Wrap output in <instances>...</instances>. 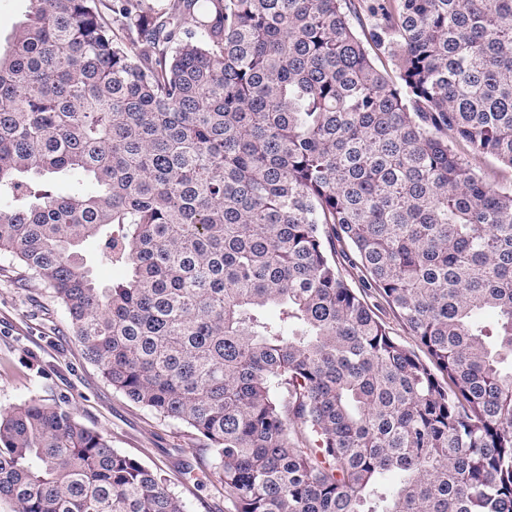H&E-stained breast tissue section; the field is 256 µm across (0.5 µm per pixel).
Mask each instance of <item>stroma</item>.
I'll list each match as a JSON object with an SVG mask.
<instances>
[{
    "label": "stroma",
    "instance_id": "35a3bbf8",
    "mask_svg": "<svg viewBox=\"0 0 512 512\" xmlns=\"http://www.w3.org/2000/svg\"><path fill=\"white\" fill-rule=\"evenodd\" d=\"M64 403L113 447L160 470L190 512H224V489L200 471L205 443L190 429L151 413L107 385L84 355L47 290L24 285L0 258V413L30 397Z\"/></svg>",
    "mask_w": 512,
    "mask_h": 512
}]
</instances>
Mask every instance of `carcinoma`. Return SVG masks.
<instances>
[{"label": "carcinoma", "mask_w": 512, "mask_h": 512, "mask_svg": "<svg viewBox=\"0 0 512 512\" xmlns=\"http://www.w3.org/2000/svg\"><path fill=\"white\" fill-rule=\"evenodd\" d=\"M459 145L512 169V0H28L0 253L108 385L204 439L224 512H512V184ZM2 503L189 512L35 398L0 416ZM468 165L476 171L485 173L488 180L494 184L509 185L512 182V171L500 166L492 158L462 154ZM367 300L373 306L375 312L392 329L393 335L407 348L414 350L423 359H427L425 353L420 349L410 330L393 314L391 309L381 297L375 293L367 292Z\"/></svg>", "instance_id": "1"}]
</instances>
